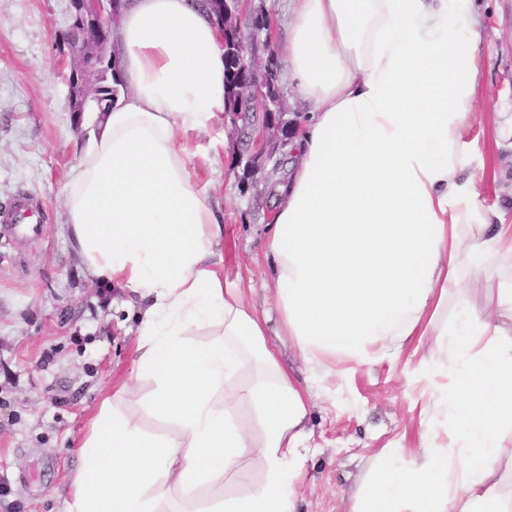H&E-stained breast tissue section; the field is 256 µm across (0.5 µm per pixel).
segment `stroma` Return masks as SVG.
I'll return each instance as SVG.
<instances>
[{"label": "stroma", "mask_w": 512, "mask_h": 512, "mask_svg": "<svg viewBox=\"0 0 512 512\" xmlns=\"http://www.w3.org/2000/svg\"><path fill=\"white\" fill-rule=\"evenodd\" d=\"M483 23L482 82L474 131L487 150L490 113L512 109V0H473ZM70 24L69 0H0V207L21 195L43 207L45 232H0V512H65L76 445L88 419L130 374L136 309L117 288L93 283L65 224L63 188L90 134L67 107L59 40ZM224 143L203 182L224 212V274L254 286L252 302L270 312L267 342L298 378L316 377L294 489L297 512H348L385 448L417 445L431 421L425 400L408 388L422 356L393 362L307 365L285 336L263 287V255L274 199L249 185L236 158L245 145L215 121L189 137L192 154Z\"/></svg>", "instance_id": "35a3bbf8"}]
</instances>
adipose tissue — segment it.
<instances>
[{"mask_svg": "<svg viewBox=\"0 0 512 512\" xmlns=\"http://www.w3.org/2000/svg\"><path fill=\"white\" fill-rule=\"evenodd\" d=\"M126 87L69 172V236L89 275L137 307L136 357L79 443L66 512H292L312 393L266 344V313L224 276V226L185 138L223 112L224 40L194 0H129L114 29ZM470 0H291L277 45L311 104L276 187L265 259L302 358L357 365L424 349L421 396L446 420L386 449L351 512H512V222L467 135L483 95ZM479 295L454 331L448 297ZM211 339L194 342L199 331ZM454 362V379L436 377ZM244 383H237V376ZM155 389L145 430L118 405ZM259 430L238 422L240 405ZM260 455L267 477L227 499Z\"/></svg>", "mask_w": 512, "mask_h": 512, "instance_id": "1", "label": "adipose tissue"}]
</instances>
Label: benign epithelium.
<instances>
[{
  "mask_svg": "<svg viewBox=\"0 0 512 512\" xmlns=\"http://www.w3.org/2000/svg\"><path fill=\"white\" fill-rule=\"evenodd\" d=\"M70 2L72 12L69 30L81 31V37L76 41H65L70 57L68 107L69 111L82 114L92 111L103 97L105 86L102 79L112 73L118 64L119 55L112 48L107 32L117 23L120 13L116 9L117 0ZM231 2L240 5L243 0H213L211 10L217 24L221 25L226 34L236 28L237 18L242 16L241 11L228 7ZM233 56L249 69L250 78L238 82L235 92L240 99L250 101V106L257 110L256 122L252 126V141L268 135L283 147L289 145L297 134L298 123L295 119L286 118L284 112L266 111L268 100L262 87L268 83V78L266 65L257 49V41L239 43ZM273 157L274 151L262 147L248 156L244 168L252 177L271 161L274 166H279L280 161L273 160Z\"/></svg>",
  "mask_w": 512,
  "mask_h": 512,
  "instance_id": "obj_1",
  "label": "benign epithelium"
}]
</instances>
